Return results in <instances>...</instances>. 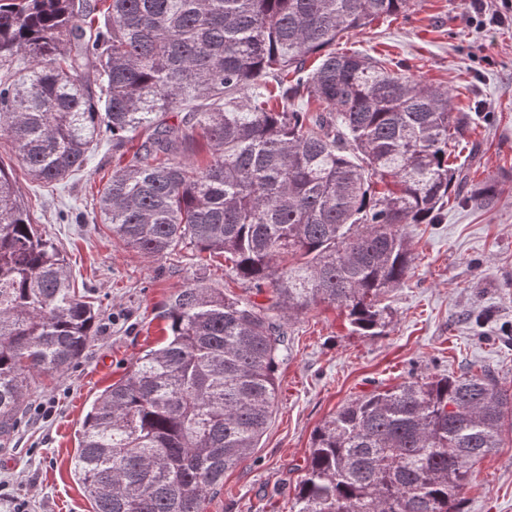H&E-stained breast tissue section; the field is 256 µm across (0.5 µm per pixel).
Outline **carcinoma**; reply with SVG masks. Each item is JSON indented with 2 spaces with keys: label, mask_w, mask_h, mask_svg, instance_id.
Here are the masks:
<instances>
[{
  "label": "carcinoma",
  "mask_w": 512,
  "mask_h": 512,
  "mask_svg": "<svg viewBox=\"0 0 512 512\" xmlns=\"http://www.w3.org/2000/svg\"><path fill=\"white\" fill-rule=\"evenodd\" d=\"M417 0H0V139L54 188L112 134L95 220L149 259L224 257L242 298L195 279L167 336L95 399L74 474L93 512H204L272 419L283 321L328 303L384 334L412 265L409 227L467 182L454 91L336 41ZM251 89L238 100V92ZM210 158L188 157L201 149ZM503 189L474 184L476 208ZM97 311L76 292L0 163V436L32 385L83 357ZM512 428L488 371L424 376L343 404L313 435L294 512H460L472 466Z\"/></svg>",
  "instance_id": "obj_1"
}]
</instances>
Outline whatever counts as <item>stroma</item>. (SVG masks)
Wrapping results in <instances>:
<instances>
[{
  "label": "stroma",
  "instance_id": "1",
  "mask_svg": "<svg viewBox=\"0 0 512 512\" xmlns=\"http://www.w3.org/2000/svg\"><path fill=\"white\" fill-rule=\"evenodd\" d=\"M467 11L468 0H420L413 13L376 21L340 47L404 61L418 80L450 86L459 102L473 104L470 130L454 154L479 183L512 176V21L478 29L465 24ZM0 162L100 309L85 356L61 381L29 392L27 416L0 447V512H93L73 469L90 403L162 342L159 311L167 297L193 278L225 284L224 261L202 266L188 249L152 260L95 229L89 218L112 173L110 144L48 191L31 183L6 138ZM411 243L408 278L386 299V336L352 334L345 311L327 304L289 323L272 420L205 512H290L315 429L374 387L471 369L512 385V189L488 209L449 202L439 223L412 227ZM460 512H512L511 431L502 448L473 466Z\"/></svg>",
  "mask_w": 512,
  "mask_h": 512
}]
</instances>
